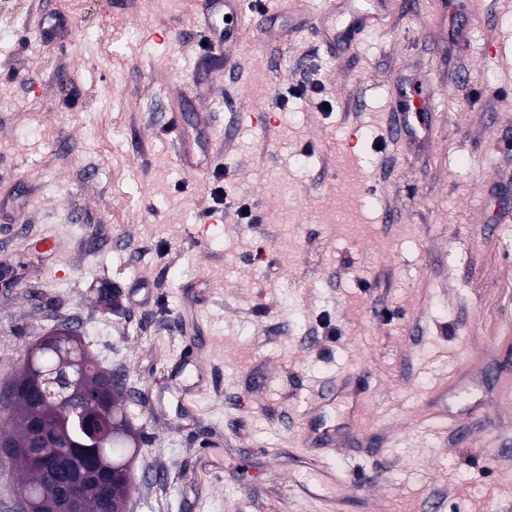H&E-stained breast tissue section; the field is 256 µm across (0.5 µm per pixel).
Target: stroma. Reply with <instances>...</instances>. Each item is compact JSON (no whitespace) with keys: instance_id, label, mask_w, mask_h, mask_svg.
<instances>
[{"instance_id":"obj_1","label":"stroma","mask_w":512,"mask_h":512,"mask_svg":"<svg viewBox=\"0 0 512 512\" xmlns=\"http://www.w3.org/2000/svg\"><path fill=\"white\" fill-rule=\"evenodd\" d=\"M44 1L0 42V386L64 323L122 372L127 512H512V395L468 370L512 336V0H394L333 46L325 0H258L277 37L231 70L202 0H48L52 43ZM400 86L430 96L416 143ZM393 112L398 115L397 122L390 125V135L393 140L400 141L403 136L418 138L420 133L425 137L428 125L425 116L432 112L430 100L421 92L400 88L396 92Z\"/></svg>"}]
</instances>
